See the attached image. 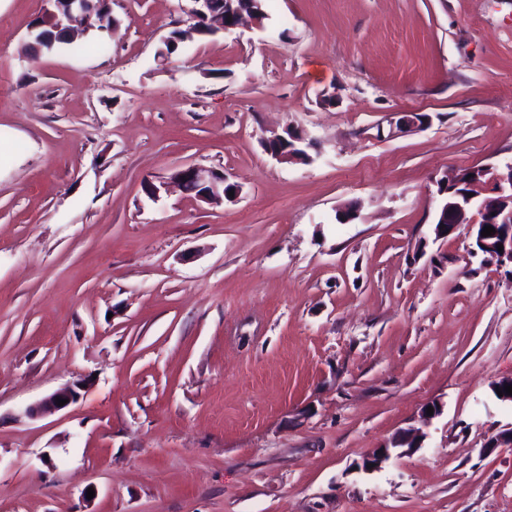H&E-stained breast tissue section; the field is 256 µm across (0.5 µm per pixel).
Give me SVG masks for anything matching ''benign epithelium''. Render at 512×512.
<instances>
[{"label": "benign epithelium", "instance_id": "benign-epithelium-1", "mask_svg": "<svg viewBox=\"0 0 512 512\" xmlns=\"http://www.w3.org/2000/svg\"><path fill=\"white\" fill-rule=\"evenodd\" d=\"M48 4L44 17L49 25L61 28L70 26L78 15L93 14L87 7L91 0H66L67 9L60 14L55 9L57 0H45ZM237 17L231 19H212V28L225 33L239 26L244 20V13L231 10ZM427 123V117L414 112H398L390 120L389 136L414 132ZM286 136L277 135L269 141L270 154L280 162H298L300 158L293 150H280ZM184 191L194 193L201 191L197 198L205 201L224 198L230 199L228 192H239L238 186L230 184L222 172L206 171L195 165L178 168L173 175ZM441 196L435 219V231L439 237H447L458 233L469 240L468 248L471 255H480L486 262H494L498 266L512 267V164L500 169L471 167L456 170L437 181ZM491 226L495 232L484 237V227ZM503 250H498V245ZM79 386H67L43 398L29 410L31 415H43L62 410L58 400L66 399L72 404L79 397ZM425 435L415 429L407 428L397 431L371 456L367 457L362 468L376 471L390 459L392 452L409 454L422 447Z\"/></svg>", "mask_w": 512, "mask_h": 512}]
</instances>
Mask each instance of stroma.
Wrapping results in <instances>:
<instances>
[{"label":"stroma","instance_id":"1","mask_svg":"<svg viewBox=\"0 0 512 512\" xmlns=\"http://www.w3.org/2000/svg\"><path fill=\"white\" fill-rule=\"evenodd\" d=\"M265 4L163 62L189 0L38 55L43 0H0V512H512V273L433 224L438 179L512 162V0ZM395 117H391L389 136H398L407 134L424 127L427 123V117L414 112H397ZM179 185L187 193H195L199 189L204 191L195 197L209 201L214 199H233L237 196L239 189L235 184L227 183L224 173L206 171L196 165L179 167L173 175ZM229 191H234V196H228ZM79 388V385H73L61 388L53 392L52 394L43 398L36 406L31 408L29 410V414L43 415L47 413H54L68 407L70 404L77 401L79 397ZM56 398H59V400L68 399V402L65 403V405L63 406H59L58 401H56ZM424 439L425 435L418 430L412 428L399 430L382 448H378L372 456L363 461L362 468L366 471H376L390 459L393 451L400 450L399 455L415 452L422 447Z\"/></svg>","mask_w":512,"mask_h":512}]
</instances>
